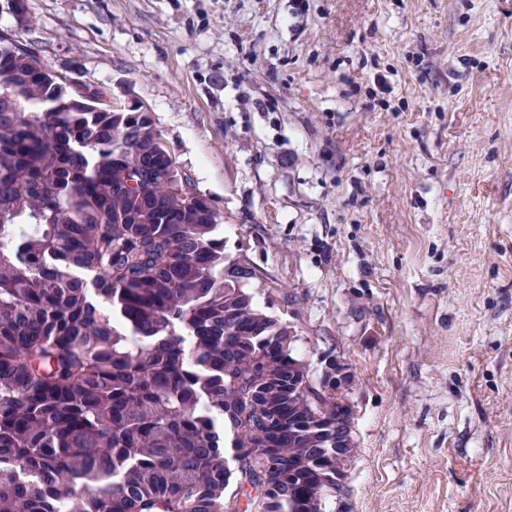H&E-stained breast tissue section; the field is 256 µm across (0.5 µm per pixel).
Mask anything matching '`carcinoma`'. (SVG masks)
<instances>
[{
    "label": "carcinoma",
    "instance_id": "cac0c4a2",
    "mask_svg": "<svg viewBox=\"0 0 512 512\" xmlns=\"http://www.w3.org/2000/svg\"><path fill=\"white\" fill-rule=\"evenodd\" d=\"M61 91L0 89V512H300L288 469L326 444L292 348L224 286L206 210L118 189L141 146Z\"/></svg>",
    "mask_w": 512,
    "mask_h": 512
}]
</instances>
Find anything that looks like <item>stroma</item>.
Listing matches in <instances>:
<instances>
[{"mask_svg":"<svg viewBox=\"0 0 512 512\" xmlns=\"http://www.w3.org/2000/svg\"><path fill=\"white\" fill-rule=\"evenodd\" d=\"M0 0L142 101L355 452L323 512H512V0Z\"/></svg>","mask_w":512,"mask_h":512,"instance_id":"35a3bbf8","label":"stroma"}]
</instances>
